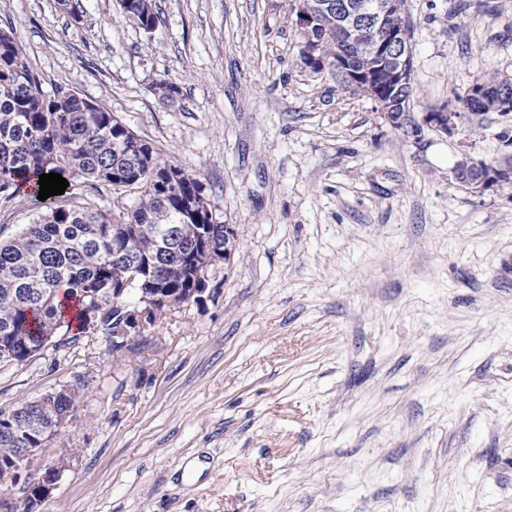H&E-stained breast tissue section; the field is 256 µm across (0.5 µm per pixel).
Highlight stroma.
<instances>
[{"label": "stroma", "mask_w": 512, "mask_h": 512, "mask_svg": "<svg viewBox=\"0 0 512 512\" xmlns=\"http://www.w3.org/2000/svg\"><path fill=\"white\" fill-rule=\"evenodd\" d=\"M83 4L0 0V30L199 172L235 247L121 360L0 365L5 412L81 385L38 512H512V184L454 178L512 155V113L423 123L512 78V0H407L415 135L303 67L290 0H155L151 33ZM455 177L461 185L467 187L474 194H482L504 183L500 169L486 170L481 160L475 161L467 154L462 155L457 162Z\"/></svg>", "instance_id": "1"}]
</instances>
